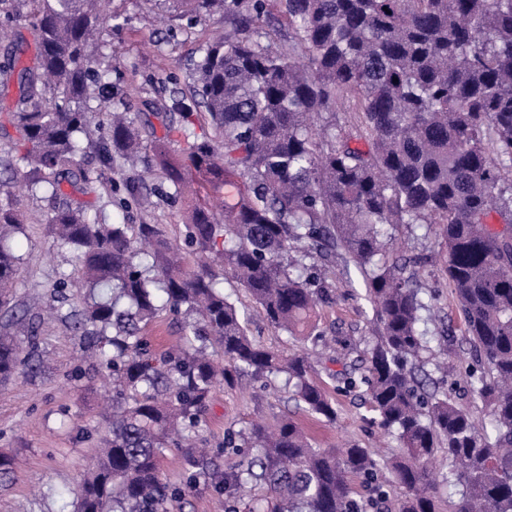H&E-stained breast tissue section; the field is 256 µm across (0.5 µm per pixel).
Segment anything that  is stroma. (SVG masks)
Masks as SVG:
<instances>
[{
  "mask_svg": "<svg viewBox=\"0 0 512 512\" xmlns=\"http://www.w3.org/2000/svg\"><path fill=\"white\" fill-rule=\"evenodd\" d=\"M163 7L158 0H108L104 40L111 79L108 86L113 102L138 118L163 111L173 91L187 90L188 65L200 48L213 37L225 35L223 15L198 18L192 25L176 28L159 22ZM17 206L27 224L24 235L15 240L23 257L18 300L44 301L54 294L59 273L78 277L79 264L69 251L56 250L45 236L44 219L51 201L27 194L17 197ZM108 222L163 225L167 236L181 242L182 227L174 207L164 205L151 215L132 209L121 211L107 206ZM396 246L401 254L421 253L428 261L419 268L424 288L437 300L430 317L421 325L427 335L442 330L459 333L461 316L436 255L440 240L433 227L420 225L400 230ZM336 302L323 308L319 329L335 337L334 349L315 358L316 370H323L329 358L356 359L369 339L368 304L357 298L362 279L354 267L337 263ZM224 292L249 319L251 336L266 347L287 353L313 351V344H300L293 337L269 327L261 310L236 283L226 282ZM41 352L51 362L49 370L35 374L20 371L9 382L0 383V454L14 457L17 474L0 483V512H68V493L87 463L104 427L108 402L97 382L90 378L92 362L87 346L74 336L67 322H45L39 329ZM336 421L329 424L296 409L287 392L273 391L259 384L242 382L218 388L202 423L212 445H219L229 429L249 427L262 419L289 416L297 419L323 447L356 444L370 449L377 462H384L395 450L396 439L380 438L370 422L371 414L360 391L335 393ZM182 452L166 449L161 461L163 479L179 489L170 502V512H224V501L202 484H189L182 466Z\"/></svg>",
  "mask_w": 512,
  "mask_h": 512,
  "instance_id": "stroma-1",
  "label": "stroma"
}]
</instances>
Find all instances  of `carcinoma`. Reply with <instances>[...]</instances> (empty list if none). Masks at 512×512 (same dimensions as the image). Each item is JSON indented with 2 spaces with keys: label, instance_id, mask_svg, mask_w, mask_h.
<instances>
[{
  "label": "carcinoma",
  "instance_id": "carcinoma-1",
  "mask_svg": "<svg viewBox=\"0 0 512 512\" xmlns=\"http://www.w3.org/2000/svg\"><path fill=\"white\" fill-rule=\"evenodd\" d=\"M163 2L172 21L222 11L229 30L193 63L192 88L170 98L180 123L162 120L160 137L143 136L103 96L102 0H18L29 7L35 53H19L0 75L1 87H17L9 121L22 147L5 167L28 193L55 200L66 183L87 195L99 170L158 167L169 190L154 201L143 179L128 177L112 186L114 204L183 206L181 245L159 224H110L88 204L66 202L45 219L53 246L80 263L78 280L60 275L49 313L72 319L112 395L73 512H167L166 448L185 450L189 483L224 495V512L257 487L248 512H381L386 491L370 451L318 448L290 417L230 429L215 453L194 447L220 384L266 388L282 376L298 409L336 422L308 355L252 338L221 283L244 288L275 330L316 343L319 308L336 301L330 268L339 258L363 276L374 341L359 365L331 378L362 390L372 423L398 442L387 462L402 489L395 512H437L429 464L443 450L454 512H512V0H277L288 19L282 44L265 29V0ZM198 109L209 135L192 129ZM101 113L108 132L96 139ZM414 224L439 228L482 419L444 388L439 357L455 337L433 347L419 330L435 296L419 289L420 261L393 248V231ZM24 231L1 184L6 312L17 306L21 268L9 243ZM71 288L83 291V307L65 314ZM164 312L180 318L182 336L158 354L147 332ZM41 321L26 306L9 321L16 330L0 334V382L44 368ZM224 455L238 462L224 470L215 461ZM356 478L368 497L356 498Z\"/></svg>",
  "mask_w": 512,
  "mask_h": 512
}]
</instances>
